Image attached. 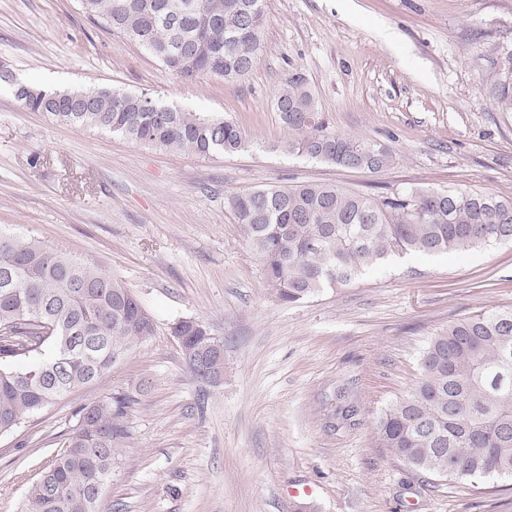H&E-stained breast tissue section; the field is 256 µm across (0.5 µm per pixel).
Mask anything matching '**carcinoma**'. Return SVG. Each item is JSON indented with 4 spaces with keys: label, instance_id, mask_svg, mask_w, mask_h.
Masks as SVG:
<instances>
[{
    "label": "carcinoma",
    "instance_id": "carcinoma-1",
    "mask_svg": "<svg viewBox=\"0 0 512 512\" xmlns=\"http://www.w3.org/2000/svg\"><path fill=\"white\" fill-rule=\"evenodd\" d=\"M194 1L198 11L179 5ZM266 0H80L82 12L137 45L173 74L243 78L259 59ZM487 80L512 112V51H497ZM10 85L0 75V85ZM12 86V85H10ZM31 112L58 123L108 130L162 150L236 153L247 140L233 121L195 112L150 111L148 94L12 86ZM292 132L280 148L339 167L379 172L393 150L326 131L304 72H288L276 97ZM236 222L263 263L266 288L283 303L346 286L363 269L396 255L461 253L512 241V200L467 190L400 189L382 195L332 183L268 186L228 197ZM155 333L151 315L97 263L0 228V436L67 394L98 381ZM183 337L191 375L224 381V342L203 320L171 327ZM86 349H75L76 339ZM131 399L81 406L64 448L28 488L24 512H101ZM377 443L418 470L454 479L512 476V310H482L432 336L419 378L377 420Z\"/></svg>",
    "mask_w": 512,
    "mask_h": 512
}]
</instances>
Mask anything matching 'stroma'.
I'll return each instance as SVG.
<instances>
[{
	"label": "stroma",
	"mask_w": 512,
	"mask_h": 512,
	"mask_svg": "<svg viewBox=\"0 0 512 512\" xmlns=\"http://www.w3.org/2000/svg\"><path fill=\"white\" fill-rule=\"evenodd\" d=\"M505 45L512 0H267L249 75L184 80L78 0H0V66L25 82L148 92L234 121L249 142L236 154L161 150L58 123L0 89V226L95 261L156 323L98 382L0 436V512H17L75 411L111 395L132 402L102 512H299L306 486L314 512H512V477L422 473L376 444L379 414L414 385L431 336L512 309V245L394 257L286 304L227 204L307 182L511 199L512 113L486 82ZM296 67L328 130L388 144L394 164L372 173L277 150L290 133L275 98ZM188 318L223 340V384L187 370L171 326Z\"/></svg>",
	"instance_id": "1"
}]
</instances>
